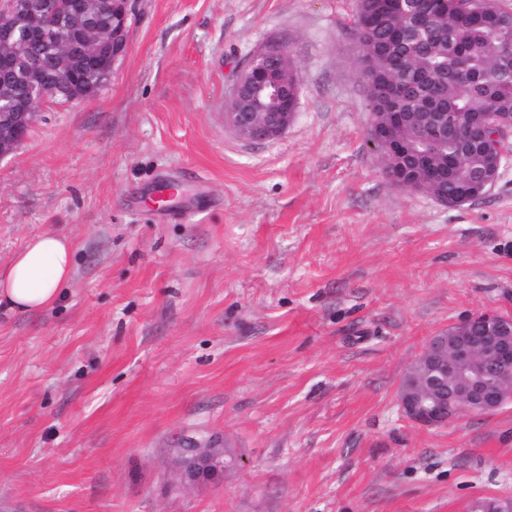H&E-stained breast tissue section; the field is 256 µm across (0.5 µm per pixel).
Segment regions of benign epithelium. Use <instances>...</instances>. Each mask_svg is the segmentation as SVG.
<instances>
[{
	"mask_svg": "<svg viewBox=\"0 0 512 512\" xmlns=\"http://www.w3.org/2000/svg\"><path fill=\"white\" fill-rule=\"evenodd\" d=\"M131 14L130 0H0V159L26 137L42 104L100 93L128 52ZM288 57L284 44L269 41L238 72L224 104V123L244 139L273 140L293 123L300 78L288 76ZM465 121L474 125V137L495 148L490 165L472 175L469 185L493 186L512 139V116L461 113L452 129L463 130ZM378 137L389 158L387 178L425 191L424 182L395 169L411 151L383 129ZM511 400L512 317L493 312L471 315L430 337L398 389L403 415L424 428L494 412Z\"/></svg>",
	"mask_w": 512,
	"mask_h": 512,
	"instance_id": "benign-epithelium-1",
	"label": "benign epithelium"
}]
</instances>
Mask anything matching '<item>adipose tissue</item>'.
<instances>
[{
  "mask_svg": "<svg viewBox=\"0 0 512 512\" xmlns=\"http://www.w3.org/2000/svg\"><path fill=\"white\" fill-rule=\"evenodd\" d=\"M72 271L73 245L67 236L32 235L0 271V304L19 313L46 309L69 284Z\"/></svg>",
  "mask_w": 512,
  "mask_h": 512,
  "instance_id": "obj_1",
  "label": "adipose tissue"
}]
</instances>
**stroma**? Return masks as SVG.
<instances>
[{
	"label": "stroma",
	"instance_id": "35a3bbf8",
	"mask_svg": "<svg viewBox=\"0 0 512 512\" xmlns=\"http://www.w3.org/2000/svg\"><path fill=\"white\" fill-rule=\"evenodd\" d=\"M93 99L0 160V269L75 243L49 308L0 310V512H470L512 497V402L424 429L397 393L436 331L512 316V155L456 208L370 143L356 0H134ZM300 74L288 131L224 123L250 54ZM179 183L159 219L155 196ZM231 457L209 476L191 451ZM378 137L385 143L387 151L386 156L389 158V163L392 165L387 168L385 167L384 169V173L387 178L401 188L414 192L425 191V182L404 178L400 172L395 169L398 163L411 156V151L393 143L386 131L383 129H379Z\"/></svg>",
	"mask_w": 512,
	"mask_h": 512
}]
</instances>
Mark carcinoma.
<instances>
[{
    "label": "carcinoma",
    "mask_w": 512,
    "mask_h": 512,
    "mask_svg": "<svg viewBox=\"0 0 512 512\" xmlns=\"http://www.w3.org/2000/svg\"><path fill=\"white\" fill-rule=\"evenodd\" d=\"M477 19L460 10V0H357L360 56L374 58L373 75L365 83L371 119L387 112H409L414 120L397 127L410 142L425 133L424 98L436 94L442 111L512 113V30L499 25L504 10L497 0H483ZM428 15L431 30L413 28V12ZM428 154L444 179L429 187L453 198L466 174L485 166L477 150L461 152L453 139L416 146Z\"/></svg>",
    "instance_id": "obj_1"
}]
</instances>
